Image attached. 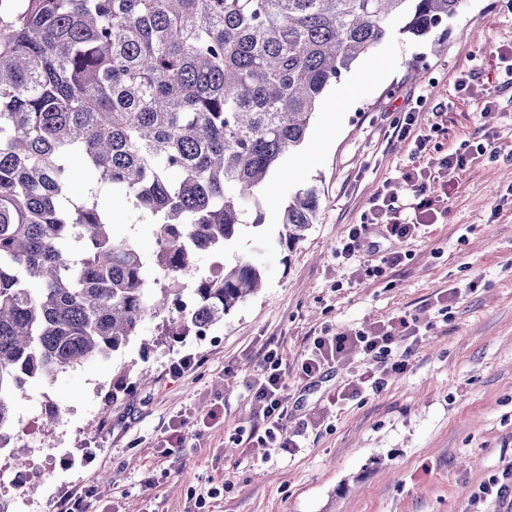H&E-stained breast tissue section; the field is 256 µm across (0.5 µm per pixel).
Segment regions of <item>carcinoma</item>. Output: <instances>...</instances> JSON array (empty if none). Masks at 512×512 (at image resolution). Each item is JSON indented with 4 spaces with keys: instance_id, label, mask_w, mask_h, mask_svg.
<instances>
[{
    "instance_id": "cac0c4a2",
    "label": "carcinoma",
    "mask_w": 512,
    "mask_h": 512,
    "mask_svg": "<svg viewBox=\"0 0 512 512\" xmlns=\"http://www.w3.org/2000/svg\"><path fill=\"white\" fill-rule=\"evenodd\" d=\"M462 0H17L0 21V449L30 378L108 357L160 318L203 335L262 286L227 249L297 154L329 86L389 35L420 37ZM83 192H72L76 173ZM153 227L150 259L112 200ZM288 196L280 239L316 223ZM215 261L197 287L192 258Z\"/></svg>"
}]
</instances>
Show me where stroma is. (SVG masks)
Wrapping results in <instances>:
<instances>
[{"instance_id":"stroma-1","label":"stroma","mask_w":512,"mask_h":512,"mask_svg":"<svg viewBox=\"0 0 512 512\" xmlns=\"http://www.w3.org/2000/svg\"><path fill=\"white\" fill-rule=\"evenodd\" d=\"M502 46H512V0H464L425 36L391 30L373 71L353 62L262 193V226L243 228L226 255L260 263L256 294L206 335L161 341L149 319L109 357L50 384L28 380L17 394L12 447L38 489L15 512H58L77 489L88 512H512V502L479 492L512 465V87L496 56ZM338 98L350 105L324 132ZM399 109L414 113L425 152L392 137ZM488 134L503 148L493 158L475 152ZM452 153L469 162L435 181L448 197L435 223L404 242L371 231L359 257L337 259V241L367 220L385 182L411 203L404 175L441 171ZM306 184L320 191L318 220L289 249L278 238L281 208ZM392 252L403 253L401 265L363 278L364 266ZM398 315L417 320L419 343L382 391L343 399L364 368L359 353L323 376L300 375L314 337ZM271 343L283 357L288 429L299 435L286 450L239 438L259 421L248 384ZM187 354L198 367L171 374ZM49 399L62 405L61 421L47 417ZM212 410L217 423L203 426ZM176 422L183 440L171 448Z\"/></svg>"}]
</instances>
